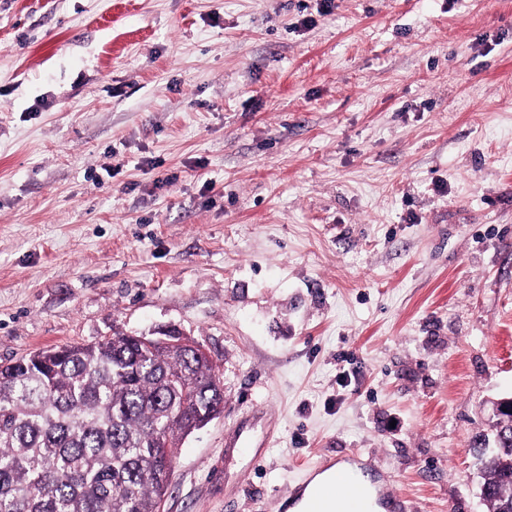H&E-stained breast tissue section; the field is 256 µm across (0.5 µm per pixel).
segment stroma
<instances>
[{
    "instance_id": "stroma-1",
    "label": "stroma",
    "mask_w": 512,
    "mask_h": 512,
    "mask_svg": "<svg viewBox=\"0 0 512 512\" xmlns=\"http://www.w3.org/2000/svg\"><path fill=\"white\" fill-rule=\"evenodd\" d=\"M175 327L224 411L162 512L369 454L486 512L512 397V0H0V364ZM504 416L501 431L491 436L492 448L484 447L489 436L483 433L472 436L468 445L477 460L488 512H512V413Z\"/></svg>"
}]
</instances>
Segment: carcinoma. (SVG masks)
Returning a JSON list of instances; mask_svg holds the SVG:
<instances>
[{
    "label": "carcinoma",
    "mask_w": 512,
    "mask_h": 512,
    "mask_svg": "<svg viewBox=\"0 0 512 512\" xmlns=\"http://www.w3.org/2000/svg\"><path fill=\"white\" fill-rule=\"evenodd\" d=\"M224 410L213 362L117 333L0 366V512H159L182 439ZM471 437L487 512H512V415Z\"/></svg>",
    "instance_id": "obj_1"
}]
</instances>
